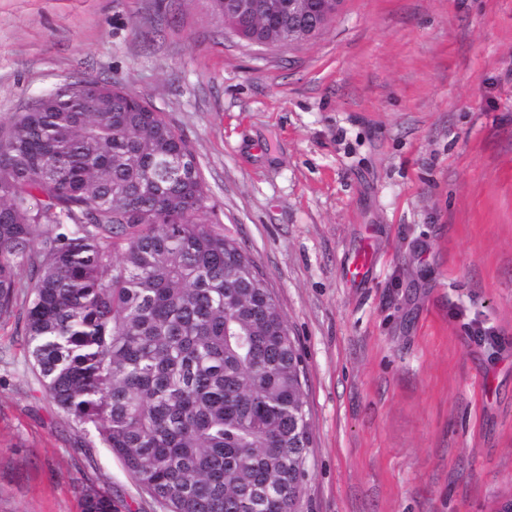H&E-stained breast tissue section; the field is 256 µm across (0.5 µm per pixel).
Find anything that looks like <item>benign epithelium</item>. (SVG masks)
I'll list each match as a JSON object with an SVG mask.
<instances>
[{
    "instance_id": "benign-epithelium-1",
    "label": "benign epithelium",
    "mask_w": 512,
    "mask_h": 512,
    "mask_svg": "<svg viewBox=\"0 0 512 512\" xmlns=\"http://www.w3.org/2000/svg\"><path fill=\"white\" fill-rule=\"evenodd\" d=\"M343 0H288V18L279 15V9L270 10L272 26L279 33L276 43L296 45L316 37L336 16Z\"/></svg>"
}]
</instances>
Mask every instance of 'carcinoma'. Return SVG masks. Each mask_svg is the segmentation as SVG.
I'll use <instances>...</instances> for the list:
<instances>
[{
  "instance_id": "obj_1",
  "label": "carcinoma",
  "mask_w": 512,
  "mask_h": 512,
  "mask_svg": "<svg viewBox=\"0 0 512 512\" xmlns=\"http://www.w3.org/2000/svg\"><path fill=\"white\" fill-rule=\"evenodd\" d=\"M263 2L238 22L246 39L270 37ZM81 85L0 128V320L18 318L43 396L164 512H294L310 436L286 321L259 313L270 290L171 121ZM81 506L119 512L92 486Z\"/></svg>"
}]
</instances>
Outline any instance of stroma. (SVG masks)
<instances>
[{"mask_svg":"<svg viewBox=\"0 0 512 512\" xmlns=\"http://www.w3.org/2000/svg\"><path fill=\"white\" fill-rule=\"evenodd\" d=\"M87 77L190 142L288 323L312 437L295 512L512 500V0H345L291 47L211 0H0V126ZM90 483L163 512L0 323V512H81Z\"/></svg>","mask_w":512,"mask_h":512,"instance_id":"35a3bbf8","label":"stroma"}]
</instances>
